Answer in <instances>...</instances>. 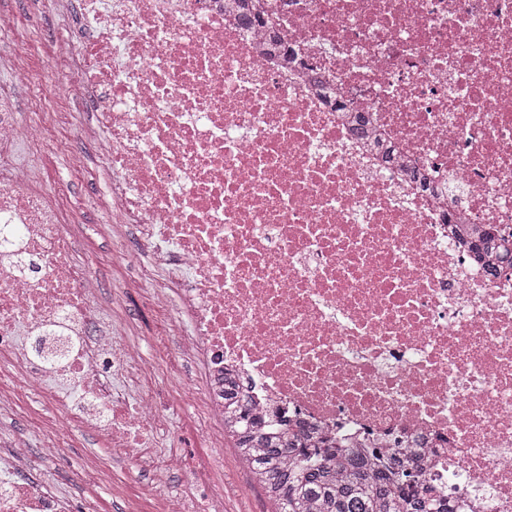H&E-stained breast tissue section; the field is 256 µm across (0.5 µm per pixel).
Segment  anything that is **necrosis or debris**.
I'll list each match as a JSON object with an SVG mask.
<instances>
[{
  "instance_id": "1",
  "label": "necrosis or debris",
  "mask_w": 512,
  "mask_h": 512,
  "mask_svg": "<svg viewBox=\"0 0 512 512\" xmlns=\"http://www.w3.org/2000/svg\"><path fill=\"white\" fill-rule=\"evenodd\" d=\"M61 2L55 64L88 107L105 215L176 360L204 367L200 415L223 421L238 376L262 426L406 448L462 512H512V271L489 278L451 233L512 242V0H250L244 19L236 0ZM48 121L0 90V414L32 393L57 413L38 449L0 450V512H74L16 475L72 426L182 466L154 452L159 397L118 389L154 359L36 183Z\"/></svg>"
}]
</instances>
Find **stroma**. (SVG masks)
Instances as JSON below:
<instances>
[{
  "mask_svg": "<svg viewBox=\"0 0 512 512\" xmlns=\"http://www.w3.org/2000/svg\"><path fill=\"white\" fill-rule=\"evenodd\" d=\"M8 5L15 13L16 34L0 36V85L10 82L11 60L26 38L30 41L31 64L41 73L39 93L56 101L51 133L36 159L40 183L48 194L67 192V215L82 227L79 250L95 257L93 273L103 301L126 315L132 332L142 342L149 344L156 338L164 342L163 348L154 353L158 369L144 385L160 394L171 409L167 426L156 434L159 448L179 443L186 459L185 469L170 475L166 490L190 486L196 468L206 464L215 481L223 485L224 496L207 499L205 512H274L273 504L254 486L232 444L216 448L209 424L194 412L192 405L202 391L197 364L185 363L176 374L168 370V358L180 339L164 335L160 315L145 303L143 288L133 276L138 255L133 238L119 245L107 234L105 216L95 205L103 191V179L92 158L78 163L58 151L59 142L77 138L83 113L78 95L61 96L63 79L53 65V34L67 27V17L50 12L33 14L29 0H8ZM62 448L60 461L51 465L50 471L58 489L75 500L77 512H125L132 502L137 503L138 512H163L160 496L144 492L145 485L153 480L152 472L127 464L102 439L77 430L63 438ZM93 459L111 469V482H101L88 473L87 464Z\"/></svg>",
  "mask_w": 512,
  "mask_h": 512,
  "instance_id": "35a3bbf8",
  "label": "stroma"
}]
</instances>
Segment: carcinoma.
<instances>
[{
    "label": "carcinoma",
    "instance_id": "obj_1",
    "mask_svg": "<svg viewBox=\"0 0 512 512\" xmlns=\"http://www.w3.org/2000/svg\"><path fill=\"white\" fill-rule=\"evenodd\" d=\"M236 386L224 380V435L275 505V512H455L435 496L408 455L392 460L362 456L348 448L318 447L290 428L275 435L260 430Z\"/></svg>",
    "mask_w": 512,
    "mask_h": 512
}]
</instances>
